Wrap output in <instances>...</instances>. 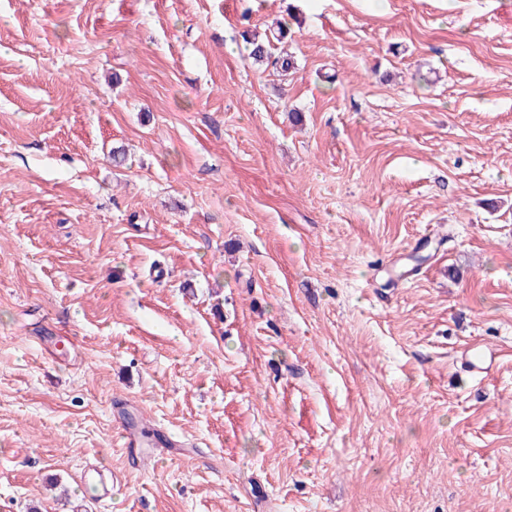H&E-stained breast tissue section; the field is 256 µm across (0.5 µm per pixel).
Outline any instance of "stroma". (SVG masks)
<instances>
[{
	"label": "stroma",
	"instance_id": "1",
	"mask_svg": "<svg viewBox=\"0 0 512 512\" xmlns=\"http://www.w3.org/2000/svg\"><path fill=\"white\" fill-rule=\"evenodd\" d=\"M0 512H512V0H0ZM278 35H275V32L270 31V38L267 37V44L262 42H248L250 45H252V49L249 53V57L252 58L257 63H266L268 66H271L273 69H281L282 71H288L289 68L293 67L294 62L291 60V58L277 56H272V53L270 52V43L271 38L276 39L277 41H280L285 32L283 27H278Z\"/></svg>",
	"mask_w": 512,
	"mask_h": 512
}]
</instances>
